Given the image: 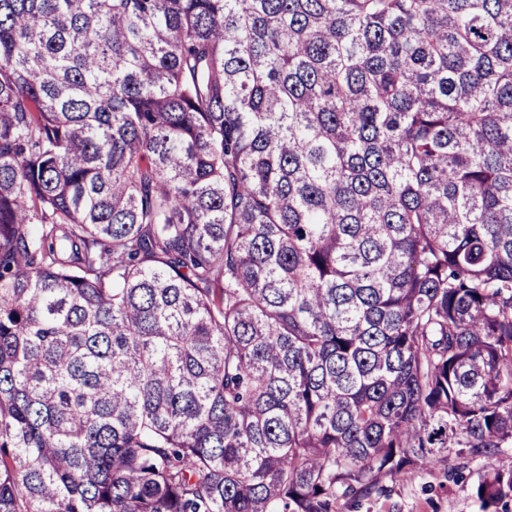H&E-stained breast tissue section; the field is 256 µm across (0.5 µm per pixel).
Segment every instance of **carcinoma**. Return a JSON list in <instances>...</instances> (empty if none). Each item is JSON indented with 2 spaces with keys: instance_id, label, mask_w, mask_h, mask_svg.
I'll list each match as a JSON object with an SVG mask.
<instances>
[{
  "instance_id": "1",
  "label": "carcinoma",
  "mask_w": 512,
  "mask_h": 512,
  "mask_svg": "<svg viewBox=\"0 0 512 512\" xmlns=\"http://www.w3.org/2000/svg\"><path fill=\"white\" fill-rule=\"evenodd\" d=\"M506 448L512 0H0V512Z\"/></svg>"
}]
</instances>
